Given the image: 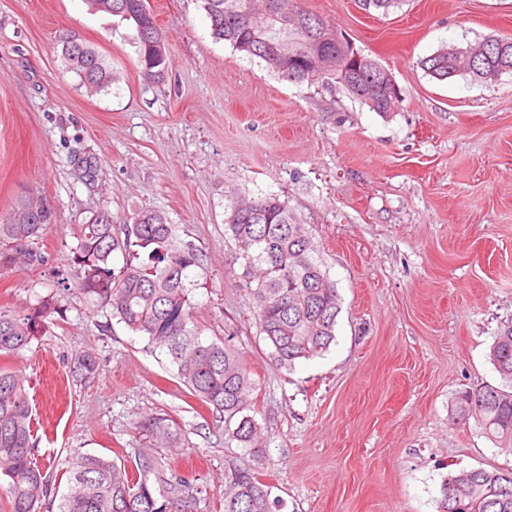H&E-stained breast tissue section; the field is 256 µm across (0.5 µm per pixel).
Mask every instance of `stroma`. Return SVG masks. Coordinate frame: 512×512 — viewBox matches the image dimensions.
<instances>
[{
    "label": "stroma",
    "mask_w": 512,
    "mask_h": 512,
    "mask_svg": "<svg viewBox=\"0 0 512 512\" xmlns=\"http://www.w3.org/2000/svg\"><path fill=\"white\" fill-rule=\"evenodd\" d=\"M167 38L164 79L140 74L128 22L86 0H0V220L19 197L56 221L38 268L0 272V313L51 305L39 342L0 366L29 384L38 459L62 471L75 453L164 476L186 474L205 512H222L229 449L206 429L169 360L89 302L72 261L74 231L104 209L113 224L165 212L204 255L191 293L201 336L224 339L259 385L266 480L282 512H437L448 475L512 466L475 424L456 423L458 392L498 384L489 360L512 320V74L437 81L440 46L512 34V0H404L389 14L358 0H298L402 90L383 116L335 79L281 80L214 40L201 0H148ZM91 42L120 80L88 94L60 62L62 36ZM278 196L308 225L341 296L323 356L278 368L224 233L229 199ZM94 352L99 374L71 377ZM166 419L175 440L157 441Z\"/></svg>",
    "instance_id": "stroma-1"
}]
</instances>
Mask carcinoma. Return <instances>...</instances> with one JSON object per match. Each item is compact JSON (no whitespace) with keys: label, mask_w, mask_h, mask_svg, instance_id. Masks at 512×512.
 Instances as JSON below:
<instances>
[{"label":"carcinoma","mask_w":512,"mask_h":512,"mask_svg":"<svg viewBox=\"0 0 512 512\" xmlns=\"http://www.w3.org/2000/svg\"><path fill=\"white\" fill-rule=\"evenodd\" d=\"M95 12L132 24L140 72L147 82L164 78L171 67L165 37L144 0H86ZM211 34L236 51L264 62L285 81L302 84L336 74V60L319 64L314 35L331 34L330 23L300 8L295 0H202ZM63 65L76 73L90 93H100L117 77L99 51L75 35L61 38ZM475 66L465 68L443 46L422 62L431 77L459 75L480 79L491 69L512 73V36L473 47ZM356 76L342 84L347 94L366 103L365 94L382 65L366 56ZM224 232L237 241L242 286L253 304L260 335L274 363L291 370L295 363L323 355L335 340L341 299L335 283L316 256L307 225L276 196L232 199L225 206ZM54 221L49 203L20 198L0 224V271L19 265L39 267L37 247ZM73 261L89 300L103 302L112 318L165 354L176 377L202 403L222 430L224 447L243 454L224 472L223 512H280L282 500L263 479L262 431L255 415L256 382L238 350L222 339L205 340L194 326L191 279L203 266V254L180 241L167 215L143 210L135 223L115 230L112 215L95 211L77 225ZM121 253V268L112 257ZM42 303L32 316L0 314V355L15 354L39 338ZM490 360L498 385L479 384L462 391L452 409L462 424L474 422L486 438L512 452V321L498 328ZM99 365L93 353L78 355L72 374L93 379ZM34 422L25 378L0 368V497L9 512H41L54 482L63 481L58 512H199L200 491L191 479L174 475L154 489L155 463L143 455L136 471L106 455L76 454L61 475L37 463ZM438 512H512V467L474 468L448 476L441 487Z\"/></svg>","instance_id":"1"}]
</instances>
